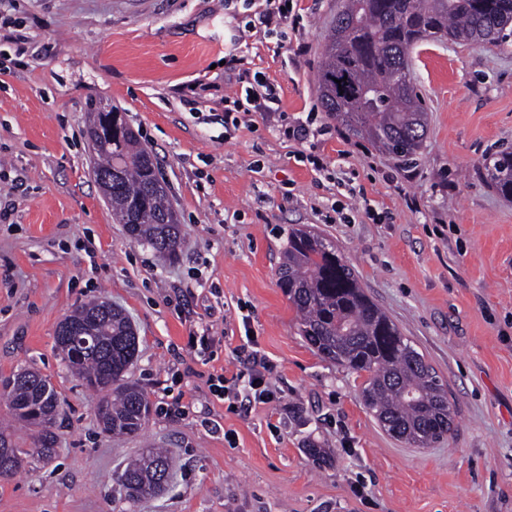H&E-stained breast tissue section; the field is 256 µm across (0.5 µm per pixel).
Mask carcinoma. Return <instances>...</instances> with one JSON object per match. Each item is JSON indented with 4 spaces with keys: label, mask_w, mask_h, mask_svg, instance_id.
I'll return each instance as SVG.
<instances>
[{
    "label": "carcinoma",
    "mask_w": 512,
    "mask_h": 512,
    "mask_svg": "<svg viewBox=\"0 0 512 512\" xmlns=\"http://www.w3.org/2000/svg\"><path fill=\"white\" fill-rule=\"evenodd\" d=\"M512 25V0H341L322 50L317 93L328 116L354 138L407 161L423 146L428 110L413 79L412 52L427 41L497 43ZM86 135L98 155L95 170L112 174L100 189L115 221L129 237L174 258L180 220L168 202L152 153L120 120ZM487 180L512 200V148L495 154ZM280 286L296 311L298 331L322 357L366 374L364 406L389 433L428 448L454 431L448 391L399 327L361 287L336 246L308 228L288 234ZM72 318L93 324L96 342L79 356L55 337L65 367L97 393L98 421L116 435H134L149 416L147 394L126 379L138 352V336L124 311L108 301L83 305ZM0 395L16 419L39 428L37 454L55 452L53 424L60 413L48 378L25 369L0 380ZM23 450L0 432V478L23 466ZM173 464L157 448L132 459L119 480L128 499L155 497L169 487Z\"/></svg>",
    "instance_id": "carcinoma-1"
}]
</instances>
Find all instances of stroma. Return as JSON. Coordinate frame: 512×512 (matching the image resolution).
<instances>
[{"instance_id":"1","label":"stroma","mask_w":512,"mask_h":512,"mask_svg":"<svg viewBox=\"0 0 512 512\" xmlns=\"http://www.w3.org/2000/svg\"><path fill=\"white\" fill-rule=\"evenodd\" d=\"M337 2L293 0L296 25L265 27L269 0H0V377L38 370L61 404L52 458L31 455L36 428L14 427L28 457L0 478V512H512V202L485 171L512 147V37L419 47L429 126L407 163L320 105ZM259 81L277 109L250 111ZM100 104L157 158L177 259L112 217L86 137ZM300 123L304 141L288 134ZM301 226L433 367L450 436L413 448L385 431L362 378L299 335L278 268ZM95 300L137 332L127 378L151 412L134 437L102 431L55 348L58 324ZM252 344L276 399L232 410L211 377L242 370ZM153 446L174 459L171 487L129 500L118 476Z\"/></svg>"}]
</instances>
